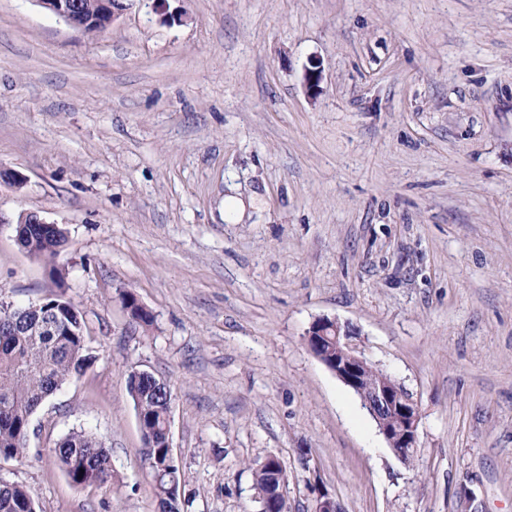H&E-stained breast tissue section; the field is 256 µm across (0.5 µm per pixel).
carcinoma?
Returning a JSON list of instances; mask_svg holds the SVG:
<instances>
[{
    "mask_svg": "<svg viewBox=\"0 0 512 512\" xmlns=\"http://www.w3.org/2000/svg\"><path fill=\"white\" fill-rule=\"evenodd\" d=\"M67 242L58 226L27 225L19 236V246L30 256L53 260ZM124 306L137 323L148 326L152 317L129 294ZM24 308L6 312L0 309V456L25 457L30 419L36 409L54 392L82 375L93 356L84 336V319L71 302L48 298L41 303L39 316H16ZM127 387L137 409L150 447L143 456L151 469L162 473L156 482V495L163 512H183L189 501L171 498L170 485L181 487L179 463L168 465L170 393L165 384L135 373ZM50 454L71 483L79 488L100 486L112 477L107 448L94 436L73 431L50 449ZM284 468L276 456L267 457L253 472L255 487L267 483L268 473ZM0 512H42L32 495L15 484H0Z\"/></svg>",
    "mask_w": 512,
    "mask_h": 512,
    "instance_id": "cac0c4a2",
    "label": "carcinoma"
}]
</instances>
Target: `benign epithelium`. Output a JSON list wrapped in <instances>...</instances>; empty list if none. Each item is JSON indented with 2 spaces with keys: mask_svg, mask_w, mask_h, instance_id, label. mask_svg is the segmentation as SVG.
<instances>
[{
  "mask_svg": "<svg viewBox=\"0 0 512 512\" xmlns=\"http://www.w3.org/2000/svg\"><path fill=\"white\" fill-rule=\"evenodd\" d=\"M44 8L82 31L113 25L126 10L124 0H37ZM349 327L322 318L306 340L311 352L358 395L376 421L388 447L407 462L419 448V408L413 397L387 373L375 368L352 341ZM313 512H342L340 503L318 490Z\"/></svg>",
  "mask_w": 512,
  "mask_h": 512,
  "instance_id": "7a95c632",
  "label": "benign epithelium"
}]
</instances>
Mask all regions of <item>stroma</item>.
Instances as JSON below:
<instances>
[{"label": "stroma", "mask_w": 512, "mask_h": 512, "mask_svg": "<svg viewBox=\"0 0 512 512\" xmlns=\"http://www.w3.org/2000/svg\"><path fill=\"white\" fill-rule=\"evenodd\" d=\"M1 168L27 183H0V301H71L95 358L0 458L42 512H158L135 370L170 390L187 512H259L269 456L290 512H512V0H127L100 33L0 0ZM323 317L418 403L410 461L309 351ZM80 429L92 489L49 453ZM16 224H18L19 231L25 224H28L20 233L19 243L16 232L17 227L15 228V237L19 246L32 257L51 261L66 245L67 236L65 230L58 224L52 227L44 226L55 223L46 221L35 212L20 213ZM49 451L76 487L100 486L112 477L107 448L94 436L82 430L71 432ZM80 469H84V474H81Z\"/></svg>", "instance_id": "35a3bbf8"}]
</instances>
